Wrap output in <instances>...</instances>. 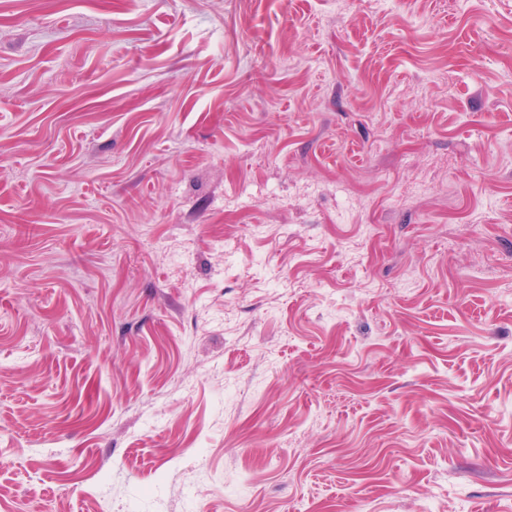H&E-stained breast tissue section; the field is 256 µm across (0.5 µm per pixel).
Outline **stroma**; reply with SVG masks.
<instances>
[{"mask_svg":"<svg viewBox=\"0 0 512 512\" xmlns=\"http://www.w3.org/2000/svg\"><path fill=\"white\" fill-rule=\"evenodd\" d=\"M512 512V0H0V512Z\"/></svg>","mask_w":512,"mask_h":512,"instance_id":"35a3bbf8","label":"stroma"}]
</instances>
